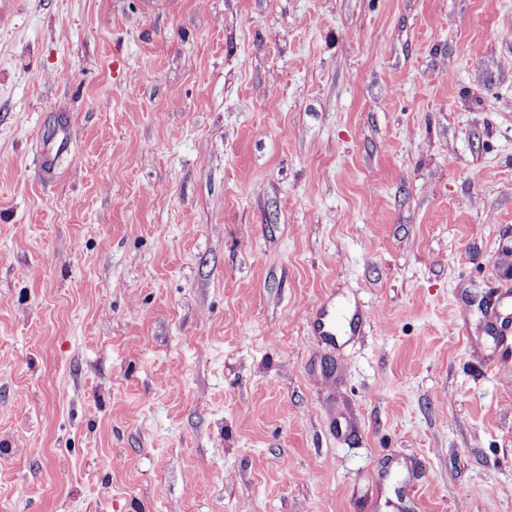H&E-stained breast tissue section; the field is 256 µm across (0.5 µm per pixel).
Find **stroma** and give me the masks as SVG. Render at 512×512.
Listing matches in <instances>:
<instances>
[{"label": "stroma", "instance_id": "stroma-1", "mask_svg": "<svg viewBox=\"0 0 512 512\" xmlns=\"http://www.w3.org/2000/svg\"><path fill=\"white\" fill-rule=\"evenodd\" d=\"M506 316L512 0H0V512H512ZM336 307L321 306L312 322L314 331L324 336L329 341L336 340Z\"/></svg>", "mask_w": 512, "mask_h": 512}]
</instances>
